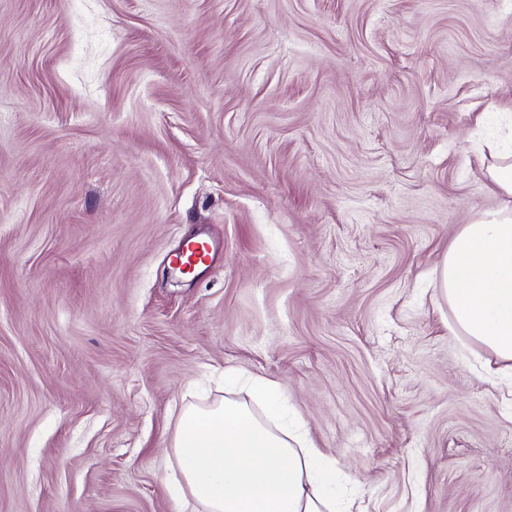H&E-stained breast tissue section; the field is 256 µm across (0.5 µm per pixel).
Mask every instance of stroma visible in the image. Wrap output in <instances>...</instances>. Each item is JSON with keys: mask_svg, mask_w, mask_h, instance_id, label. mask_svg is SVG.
<instances>
[{"mask_svg": "<svg viewBox=\"0 0 512 512\" xmlns=\"http://www.w3.org/2000/svg\"><path fill=\"white\" fill-rule=\"evenodd\" d=\"M509 115L512 0H0V512H178L228 369L358 512H512V386L434 285ZM215 248L212 243L196 241L186 252L177 251L172 254L170 264L174 266H206L213 259ZM189 253V254H188Z\"/></svg>", "mask_w": 512, "mask_h": 512, "instance_id": "obj_1", "label": "stroma"}]
</instances>
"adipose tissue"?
<instances>
[{
  "label": "adipose tissue",
  "mask_w": 512,
  "mask_h": 512,
  "mask_svg": "<svg viewBox=\"0 0 512 512\" xmlns=\"http://www.w3.org/2000/svg\"><path fill=\"white\" fill-rule=\"evenodd\" d=\"M508 206L461 225L439 268L448 330L512 363V153L486 167ZM170 479L179 498L206 512H336L330 461L300 423L260 417L224 400L185 408L176 419Z\"/></svg>",
  "instance_id": "adipose-tissue-1"
}]
</instances>
